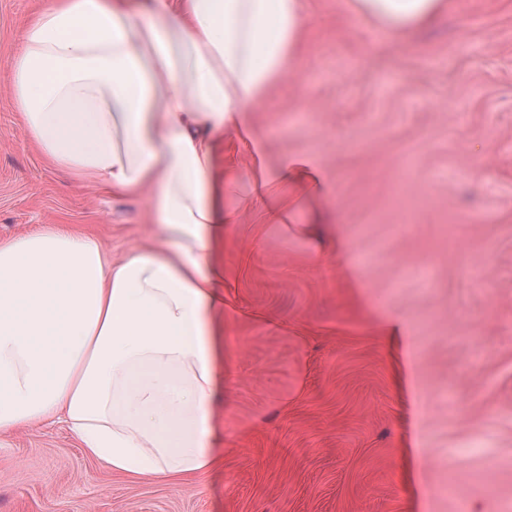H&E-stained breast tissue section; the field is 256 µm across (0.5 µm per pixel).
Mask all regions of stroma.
I'll use <instances>...</instances> for the list:
<instances>
[{
    "mask_svg": "<svg viewBox=\"0 0 512 512\" xmlns=\"http://www.w3.org/2000/svg\"><path fill=\"white\" fill-rule=\"evenodd\" d=\"M310 2L302 71L253 129L323 195L225 227L217 464L131 480L53 418L0 433V512H512V0L406 40ZM40 3L0 0V238L63 224L117 259L157 231L147 194L49 166L16 119Z\"/></svg>",
    "mask_w": 512,
    "mask_h": 512,
    "instance_id": "stroma-1",
    "label": "stroma"
}]
</instances>
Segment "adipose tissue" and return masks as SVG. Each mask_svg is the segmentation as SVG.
I'll use <instances>...</instances> for the list:
<instances>
[{
    "mask_svg": "<svg viewBox=\"0 0 512 512\" xmlns=\"http://www.w3.org/2000/svg\"><path fill=\"white\" fill-rule=\"evenodd\" d=\"M448 0H346L351 24L409 35ZM309 0H45L10 70L52 167L148 192L155 237L112 259L60 224L0 239V432L61 415L113 473L190 477L217 462L226 199L256 163L215 171L300 68ZM225 162H237L244 165L249 161V146L246 142L233 134L224 136V147L218 155L219 167H224Z\"/></svg>",
    "mask_w": 512,
    "mask_h": 512,
    "instance_id": "1",
    "label": "adipose tissue"
}]
</instances>
